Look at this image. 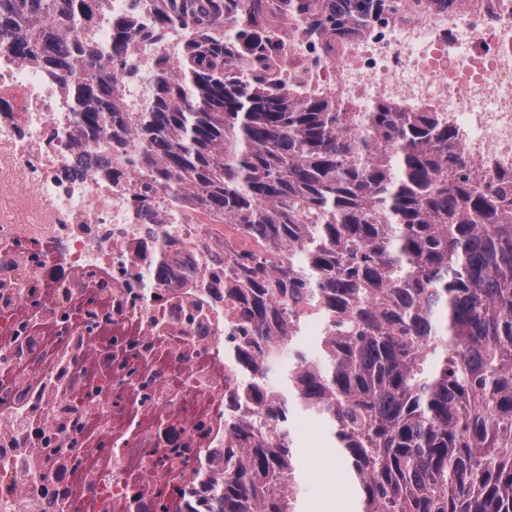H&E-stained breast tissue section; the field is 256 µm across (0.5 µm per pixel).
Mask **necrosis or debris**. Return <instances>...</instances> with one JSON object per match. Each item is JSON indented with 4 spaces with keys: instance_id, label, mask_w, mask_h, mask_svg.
<instances>
[{
    "instance_id": "4bbe7bcc",
    "label": "necrosis or debris",
    "mask_w": 512,
    "mask_h": 512,
    "mask_svg": "<svg viewBox=\"0 0 512 512\" xmlns=\"http://www.w3.org/2000/svg\"><path fill=\"white\" fill-rule=\"evenodd\" d=\"M151 0H105L146 29L115 78L131 110L182 37ZM269 67L302 96L360 112L382 100L460 132L483 181L512 170V0H392L347 38L277 24ZM69 98L0 50V512H175L207 497L234 444L229 395L247 303L224 248L268 259L237 225L163 190L104 145H77ZM111 165L119 179L98 170ZM165 278H158V267Z\"/></svg>"
}]
</instances>
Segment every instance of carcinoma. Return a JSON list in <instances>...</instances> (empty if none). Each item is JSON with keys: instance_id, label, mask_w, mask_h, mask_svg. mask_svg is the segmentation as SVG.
<instances>
[{"instance_id": "obj_1", "label": "carcinoma", "mask_w": 512, "mask_h": 512, "mask_svg": "<svg viewBox=\"0 0 512 512\" xmlns=\"http://www.w3.org/2000/svg\"><path fill=\"white\" fill-rule=\"evenodd\" d=\"M100 0H0V47L58 77L80 135L125 137L167 190L288 254L236 261L254 301L239 355L257 376L241 398L277 432L233 426L238 465L211 477L206 512H299L282 487L295 458L284 429L297 412L320 422L357 487L359 512H512V173L484 184L434 112L377 102L348 112L293 96L258 70L231 67L238 44L264 57L256 0H157L159 28L184 30L178 65L156 60L150 105L126 110L113 75L138 37L112 20L94 34ZM299 22L336 32L349 11L284 0ZM309 297L326 330L313 346L273 295ZM280 396L265 387L283 351Z\"/></svg>"}]
</instances>
